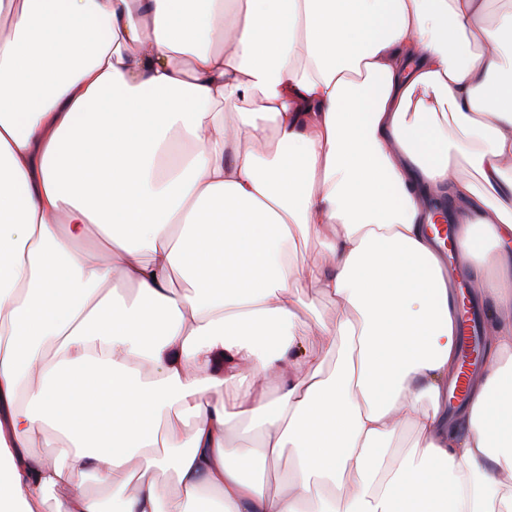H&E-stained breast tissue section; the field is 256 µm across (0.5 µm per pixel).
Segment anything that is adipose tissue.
Wrapping results in <instances>:
<instances>
[{"label": "adipose tissue", "instance_id": "adipose-tissue-1", "mask_svg": "<svg viewBox=\"0 0 512 512\" xmlns=\"http://www.w3.org/2000/svg\"><path fill=\"white\" fill-rule=\"evenodd\" d=\"M2 19L0 512H512V0ZM445 197L493 306L454 415ZM293 292L305 303H311L316 313L326 321H332L336 318V308L329 304L320 295L314 292L312 288H308L304 281L295 284Z\"/></svg>", "mask_w": 512, "mask_h": 512}]
</instances>
